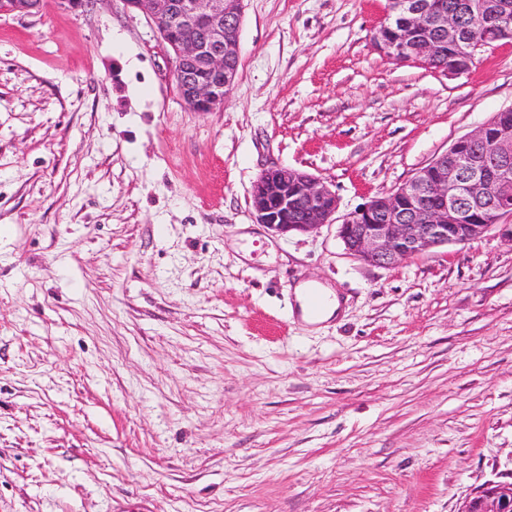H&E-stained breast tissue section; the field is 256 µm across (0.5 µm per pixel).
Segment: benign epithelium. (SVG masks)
Wrapping results in <instances>:
<instances>
[{"label":"benign epithelium","instance_id":"1","mask_svg":"<svg viewBox=\"0 0 512 512\" xmlns=\"http://www.w3.org/2000/svg\"><path fill=\"white\" fill-rule=\"evenodd\" d=\"M70 10L90 0H0V14L35 15L47 2ZM127 8L149 15L173 53L172 77L193 111L212 112L224 104L239 67L243 0H123ZM391 18L400 32H376L374 46L383 55L426 65L453 51L448 67L459 76L488 39L512 34V19L483 25L470 38L455 14L431 0H392ZM479 145L477 156L472 147ZM512 122H488L458 138L392 193L375 196L347 214L338 237L347 253L373 266L388 267L444 245H468L496 226L512 224ZM256 221L279 234L311 232L336 222V193L311 174L273 166L252 188ZM461 512H512V481L491 483L468 497Z\"/></svg>","mask_w":512,"mask_h":512}]
</instances>
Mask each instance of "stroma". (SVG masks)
<instances>
[{
  "label": "stroma",
  "instance_id": "35a3bbf8",
  "mask_svg": "<svg viewBox=\"0 0 512 512\" xmlns=\"http://www.w3.org/2000/svg\"><path fill=\"white\" fill-rule=\"evenodd\" d=\"M387 0H243L189 109L123 0L0 15V512H459L512 481V229L391 267L277 236L269 165L347 214L512 107V43L450 77ZM301 283L341 299L310 325Z\"/></svg>",
  "mask_w": 512,
  "mask_h": 512
}]
</instances>
